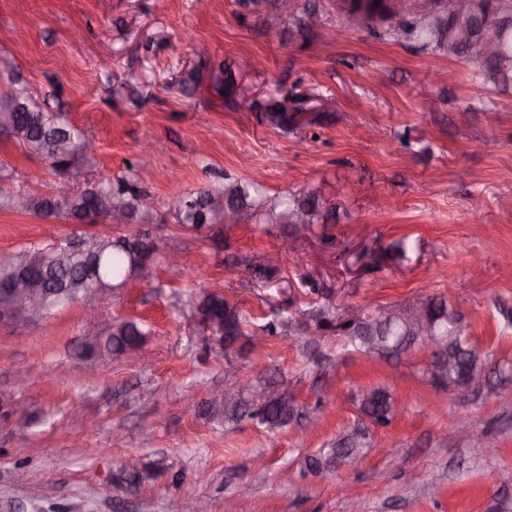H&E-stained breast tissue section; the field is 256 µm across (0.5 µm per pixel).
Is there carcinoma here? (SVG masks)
<instances>
[{
    "instance_id": "carcinoma-1",
    "label": "carcinoma",
    "mask_w": 512,
    "mask_h": 512,
    "mask_svg": "<svg viewBox=\"0 0 512 512\" xmlns=\"http://www.w3.org/2000/svg\"><path fill=\"white\" fill-rule=\"evenodd\" d=\"M494 12L508 17L512 22V0H479L476 10L464 19L455 16L442 22H434L427 28L402 23L405 34H415L423 39L424 46L439 50L450 57H461L472 52L470 42L454 38L455 30L463 25L472 36L477 33L487 16ZM511 48L505 56H495L485 60L483 71L484 82L503 88L512 84V35L509 36ZM3 101H10L13 110L0 114V121L11 125L14 139L29 156L45 161L50 168L60 172L76 167V159L84 152L83 139L85 131L74 125L64 112H44L33 101L28 87L19 82L12 83L9 94L0 96ZM267 118L275 125L283 126L294 119L301 109H293L288 114L284 104L273 103L267 107ZM261 184L256 179L245 182L227 181L224 186L208 188L193 193L178 192L173 198L179 203L171 204L178 222L193 229H202L211 224L224 221L207 210L202 212L196 205L210 204L214 199L222 200L224 208L248 213L250 223L289 224L294 215L305 218V224L320 223L324 218L327 202L321 188L316 187L305 194H291L275 200L260 208L255 196L260 193ZM118 198L124 202L125 212L131 217L148 216L151 213L150 197L126 180L112 181L109 174H99L95 183L77 193H71L64 202L63 209L81 219L90 214L103 215L109 200ZM0 210L24 211L39 219L51 216L54 210L52 202L39 192L23 191L17 194L0 193ZM134 236L112 238L110 235L93 237L94 251L100 255V280L98 287L114 288L124 286L126 275L130 270L131 256L127 254V243ZM69 239L47 243H32L21 250L0 258V277L13 270L16 257L26 252L30 261L42 268L40 280L44 288H68L70 300H75L76 293L83 288L92 286L86 280L87 258L80 252L68 248ZM431 312L439 317L446 316L447 335L453 337L448 347V361L459 373H470L482 368L485 363L475 351L474 346L465 336L462 318L456 316L454 307L442 298L434 297L430 303ZM208 309L213 312L216 326L214 335L223 337L224 348L228 349L247 335L244 330L246 316L238 306L224 298L217 291H209L198 297L196 310ZM285 328V320L280 313L273 312L266 322L259 326L262 335L273 337ZM345 336L344 346L352 347L356 352L368 356L384 357L383 350L396 355L405 342V327L402 322L375 323L370 325H340ZM149 331L147 326L134 319H117L105 328L98 330L96 353L87 357V361L95 365L102 358L117 359L128 348H142ZM357 410L360 418L345 429V441H338L331 448L322 450L311 458L310 466L319 468L322 465L342 458L352 460L363 455L370 447L368 441V425L387 426L394 416L393 397L384 386H372L364 391ZM204 414L211 419H222L226 423H236L249 418L273 433L282 430L294 422L299 408L290 396L277 395L261 406L249 404L247 395L237 393L227 395L222 404L213 406L209 403L203 408Z\"/></svg>"
}]
</instances>
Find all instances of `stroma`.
<instances>
[{"mask_svg": "<svg viewBox=\"0 0 512 512\" xmlns=\"http://www.w3.org/2000/svg\"><path fill=\"white\" fill-rule=\"evenodd\" d=\"M0 0V87L21 76L46 112L90 133L80 159L128 177L154 149L139 190L152 221L48 225L0 211V257L48 234L149 235L161 251L139 287L106 292L97 322L70 303L36 324H0V388L26 365L28 410L0 408V512H169L176 498L208 512H491L512 504V112L480 63L356 28L336 0ZM236 75L224 90V68ZM302 107L281 130L270 102ZM467 121H459V112ZM260 177L269 198L323 187L334 216L300 234L282 224L190 230L169 211L173 186L193 190ZM54 172L0 137V191H38ZM276 253L273 273L262 257ZM179 253L194 279L168 266ZM206 288L246 314L247 331L283 310V335L253 348L209 341L191 299ZM448 300L473 345L498 370L442 408L422 378L427 347L383 360L342 351L322 310L343 323L422 294ZM117 318L152 328L151 362L85 367L75 346ZM287 380L309 431L270 433L184 411L231 387V367ZM388 387L395 417L370 426L356 460L315 471L309 460L357 417L361 393ZM141 474L140 484L123 482ZM111 485V497L99 489ZM436 485L428 497L427 485Z\"/></svg>", "mask_w": 512, "mask_h": 512, "instance_id": "obj_1", "label": "stroma"}]
</instances>
